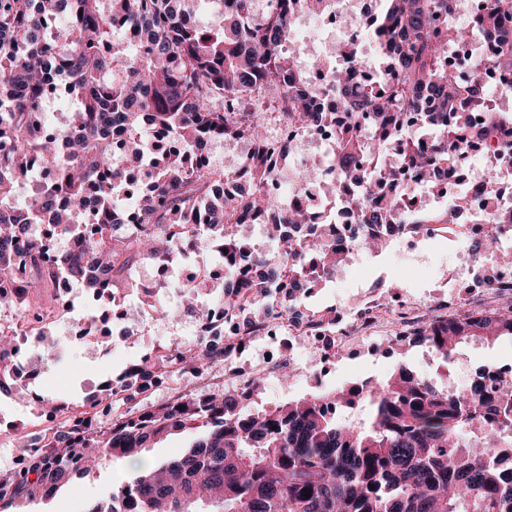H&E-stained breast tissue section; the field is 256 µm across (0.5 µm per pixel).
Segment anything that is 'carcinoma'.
Here are the masks:
<instances>
[{
  "label": "carcinoma",
  "mask_w": 512,
  "mask_h": 512,
  "mask_svg": "<svg viewBox=\"0 0 512 512\" xmlns=\"http://www.w3.org/2000/svg\"><path fill=\"white\" fill-rule=\"evenodd\" d=\"M233 15L210 27L197 24L199 0H0V310L17 311L36 333L43 355L55 347L39 326L52 314L14 300L8 288L23 264L34 269L26 295L65 277L106 307L134 288L133 270L162 266L176 251L247 257L257 277L242 287L224 286V307L245 315H288L303 306L317 267L322 275L350 251L336 248L301 210L281 208L266 186L278 175L264 148L268 111L314 127L336 114L314 103L309 75L294 70L283 55L297 12L330 10L335 0H279L275 14L252 11L232 0ZM367 18L380 60L378 82L360 79L354 50L346 67L329 71L335 90H347L350 124L337 132V192L349 197L363 225L362 247L387 242L385 232L419 230L442 221V232L459 233L461 209L454 202L437 213L411 209L387 185L397 166L439 172L453 166L469 112H484L488 130L512 135L506 117L480 89L461 90L448 47L474 36L492 42L480 54L462 57L474 76L512 69V0H484L471 24H451L460 0H383ZM120 16L137 35V52L118 44ZM68 86L78 106L63 129L40 122L44 100ZM233 106L225 108L224 99ZM383 117L370 135L362 123ZM420 117V136L402 142L398 164L362 168L368 156L388 157L408 113ZM155 132L180 145L178 155L160 152L147 137ZM258 143L247 159L251 188L226 193L230 175L206 162L212 137ZM428 143L421 144V138ZM126 166L146 168L137 185L125 182L114 155ZM54 178L32 192L26 211H17L16 187L30 176L33 160ZM483 186L498 220L512 224V211L498 210V181ZM127 198L138 222H124L116 199ZM246 212L264 215L274 240L265 253L253 251L240 234ZM46 225L55 236L75 235L82 244L55 256L41 269L45 244L32 227ZM294 274L280 293L283 271ZM494 301L477 312L432 316L424 332L397 342L424 346L448 360L474 340L512 339V289L486 283ZM199 283L183 291L190 299L167 310L146 295V304L165 317L203 319ZM228 350L213 337L192 346L173 345L157 364L173 373L201 374L224 361ZM135 376L113 379L79 404L47 435L27 465L0 475V512L50 497L104 459L128 461L126 480L86 512H512V377L487 386L483 376L469 391L423 379L405 365L382 379H365L288 402L273 410L246 409L237 389L201 396L180 386L161 406L144 403L141 382L152 365L136 362ZM19 382L11 351L0 348V391ZM361 400L369 425L329 415L331 404ZM173 431L194 434L181 454L159 464L142 462L150 443ZM310 490L305 497L303 489Z\"/></svg>",
  "instance_id": "1"
}]
</instances>
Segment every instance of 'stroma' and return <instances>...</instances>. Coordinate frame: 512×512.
<instances>
[{"label": "stroma", "instance_id": "1", "mask_svg": "<svg viewBox=\"0 0 512 512\" xmlns=\"http://www.w3.org/2000/svg\"><path fill=\"white\" fill-rule=\"evenodd\" d=\"M464 245L461 239L426 241L425 259L417 268L409 266L407 259L389 248L379 253H359L343 264L340 275L321 282L308 304L316 309L350 306L379 285L398 287L403 293L431 303L440 298L442 285L447 284L456 267L457 251ZM125 304L130 315L124 328L133 333V341H125L116 335L110 343L90 345L60 334L56 340L61 347V357L53 364L43 360L37 342H28L27 355L38 368L36 391L44 397L72 405L97 393L104 380L116 377L127 365L139 360L145 345L165 348L177 342H195V318L169 322L149 311L135 293L126 297ZM308 360L307 351H298L296 365L299 373L291 379L266 373L264 387L248 400V409L270 410L312 393L341 387L355 378L381 379L400 364L455 386L482 365L512 364V340L502 338L492 344L474 341L462 345L454 361L446 365L422 347L399 346L390 353L376 356L343 354L336 359L335 372L322 378L313 377L307 371ZM40 429L23 394L12 392L0 396V470L11 468L19 451V435ZM126 475L127 469L121 462H101L92 472L59 489L50 498L39 501L36 512H84L90 503L102 499L112 487L120 485Z\"/></svg>", "mask_w": 512, "mask_h": 512}]
</instances>
